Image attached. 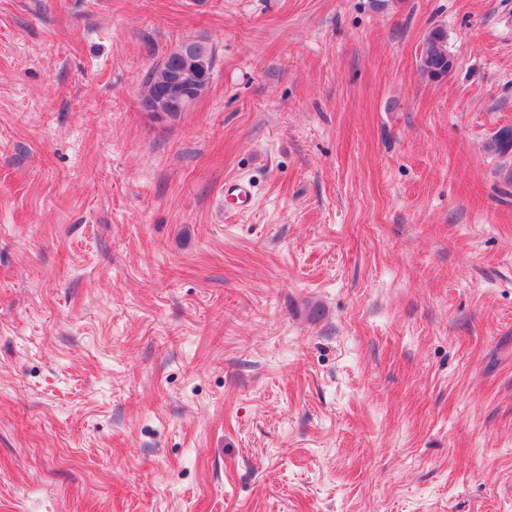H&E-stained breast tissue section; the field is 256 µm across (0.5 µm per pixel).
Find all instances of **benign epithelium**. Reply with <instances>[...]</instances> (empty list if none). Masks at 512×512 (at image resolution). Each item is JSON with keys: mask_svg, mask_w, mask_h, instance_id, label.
I'll return each mask as SVG.
<instances>
[{"mask_svg": "<svg viewBox=\"0 0 512 512\" xmlns=\"http://www.w3.org/2000/svg\"><path fill=\"white\" fill-rule=\"evenodd\" d=\"M210 83L211 68L206 48L193 40L185 41L181 67L168 80L173 111H187Z\"/></svg>", "mask_w": 512, "mask_h": 512, "instance_id": "benign-epithelium-1", "label": "benign epithelium"}]
</instances>
